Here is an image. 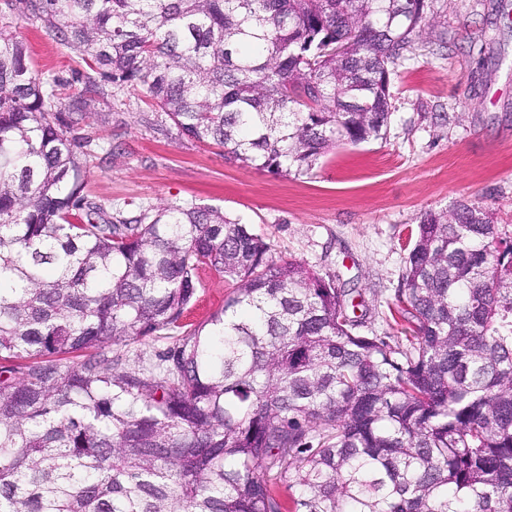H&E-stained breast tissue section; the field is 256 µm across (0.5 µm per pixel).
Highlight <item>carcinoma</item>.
I'll use <instances>...</instances> for the list:
<instances>
[{
  "label": "carcinoma",
  "mask_w": 512,
  "mask_h": 512,
  "mask_svg": "<svg viewBox=\"0 0 512 512\" xmlns=\"http://www.w3.org/2000/svg\"><path fill=\"white\" fill-rule=\"evenodd\" d=\"M424 2L3 0L0 512H512V232L483 207L420 217L391 343L221 208L83 193L100 77L272 173L381 138ZM15 13L94 72L67 103ZM206 268L232 292L188 328ZM172 331L157 364L112 356Z\"/></svg>",
  "instance_id": "1"
}]
</instances>
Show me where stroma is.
<instances>
[{
  "label": "stroma",
  "mask_w": 512,
  "mask_h": 512,
  "mask_svg": "<svg viewBox=\"0 0 512 512\" xmlns=\"http://www.w3.org/2000/svg\"><path fill=\"white\" fill-rule=\"evenodd\" d=\"M431 25L393 68L383 138L342 144L305 173L273 174L226 159L179 131L137 93L88 101L83 127L101 147L85 194L104 205L194 202L219 207L272 246L352 290L363 336H398L389 307L423 213L465 200L512 230V0H426ZM36 73L63 83L87 68L62 35L16 15ZM186 313L197 324L230 293L200 274Z\"/></svg>",
  "instance_id": "1"
}]
</instances>
